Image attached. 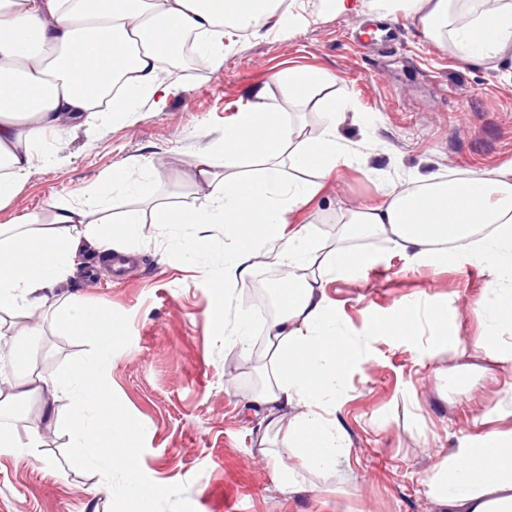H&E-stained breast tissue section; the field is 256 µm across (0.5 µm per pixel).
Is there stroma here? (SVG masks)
<instances>
[{
	"instance_id": "1",
	"label": "stroma",
	"mask_w": 512,
	"mask_h": 512,
	"mask_svg": "<svg viewBox=\"0 0 512 512\" xmlns=\"http://www.w3.org/2000/svg\"><path fill=\"white\" fill-rule=\"evenodd\" d=\"M391 39L359 45L361 16L326 17L285 37L238 38L217 70L186 69L180 98L134 122L104 118L94 135L77 131L56 145L55 162L37 171L0 225L56 200L75 201L100 188L103 172L126 159L152 156L159 195L176 192L185 170L255 94L281 99L277 73L310 67L333 76L331 93L346 107L337 128L347 159L324 182L295 225L310 224L318 256L336 246L339 209L383 202L387 186L409 188L431 173L477 176L512 164V71L463 64L451 49L425 38L416 23L388 21ZM167 233L145 224L134 265L116 275L93 252L65 290L104 307L120 328L103 372L109 394L139 449L135 470L156 492L154 512H442L423 481L475 417L512 410V368L492 366L475 347L481 331L473 310L497 285L482 266L461 259L414 263L384 237L352 243L372 261L327 294L344 332L364 334L367 315L392 314L405 302L458 309V350L424 356L423 342L383 335L361 348L338 396L335 417L350 445L337 472H300L291 491L277 472L296 467L286 432L261 434L250 403L270 377L259 357L225 348L211 319L214 302L253 313L245 283L225 286L200 270L224 261L223 228H213L197 262L169 253ZM15 335L5 365L30 353L50 377L90 357L82 337L56 327L49 312L37 322L11 315ZM29 425L0 411V424L20 439L38 433L24 457L0 454V512H122L125 474L101 463L71 464L74 454L56 419L73 410L63 394L24 399Z\"/></svg>"
}]
</instances>
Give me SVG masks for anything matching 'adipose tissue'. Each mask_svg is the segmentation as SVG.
Here are the masks:
<instances>
[{"mask_svg": "<svg viewBox=\"0 0 512 512\" xmlns=\"http://www.w3.org/2000/svg\"><path fill=\"white\" fill-rule=\"evenodd\" d=\"M349 14L411 19L429 40L450 43L466 63L512 58V0H482L478 10L461 0H0V207L51 162L49 138L81 127L97 130L103 108L89 87L123 85L122 97L112 104L115 115L159 112L184 91L162 71L180 55L186 37L194 39L198 68L217 69L239 34L285 35L327 15ZM340 109L339 102L328 101L320 135L308 138L280 102L257 98L190 163L182 181L188 198H160L154 163L142 156L103 174V190L89 191L81 203L56 201L20 215L13 228H0V314L28 317L50 310L61 329L96 350L51 378L27 360L7 386L16 398L59 392L72 397L74 414L65 426L74 463L106 460L126 471L125 512H135V503H152L155 493L132 471L137 450L102 379L120 329L101 306L61 299L56 292L73 275L79 253L93 249L107 260L126 253L140 225L167 228L173 247L191 261L207 247V228L223 227L231 247L220 266L204 273L228 285L264 265L285 262L301 270L299 279L281 289L278 311L263 328L275 375L252 401L271 426L284 409L300 407L287 439L305 469L331 471L347 454L346 437L325 406L342 386L354 352L326 293L328 283L350 278L355 268L348 235L385 236L417 259L454 253L507 281L475 316L484 326L478 347L494 362L512 364V166L467 178L429 175L419 187L388 190L381 204L347 209L336 250L320 265L309 226L290 222L344 160L336 136ZM247 151L260 163L253 175L242 176L234 166ZM198 194L203 203H195ZM105 211L115 212L117 221L96 220ZM212 321L225 347L249 355V315L219 300ZM426 323L433 347L462 345L457 310L428 312L415 300L390 316H368L365 336L412 339ZM473 425L477 435L462 437L427 475V493L448 512H512V427L491 426L486 415Z\"/></svg>", "mask_w": 512, "mask_h": 512, "instance_id": "1", "label": "adipose tissue"}]
</instances>
